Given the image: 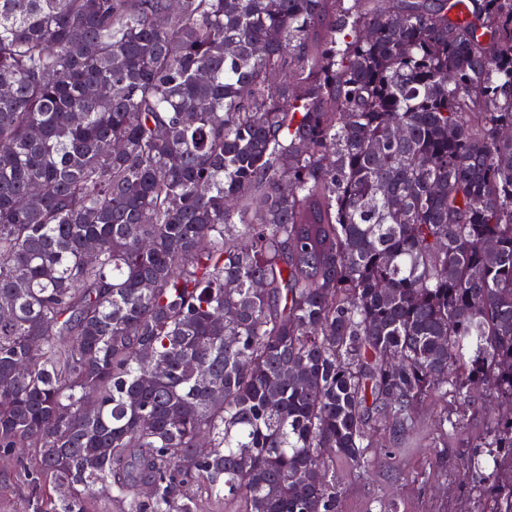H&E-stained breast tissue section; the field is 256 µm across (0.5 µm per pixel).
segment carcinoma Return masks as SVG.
<instances>
[{
  "label": "carcinoma",
  "mask_w": 512,
  "mask_h": 512,
  "mask_svg": "<svg viewBox=\"0 0 512 512\" xmlns=\"http://www.w3.org/2000/svg\"><path fill=\"white\" fill-rule=\"evenodd\" d=\"M508 130L512 0H0L36 512H339L336 463L483 386L467 474L512 512Z\"/></svg>",
  "instance_id": "obj_1"
}]
</instances>
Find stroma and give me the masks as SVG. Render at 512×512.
Returning a JSON list of instances; mask_svg holds the SVG:
<instances>
[{
    "label": "stroma",
    "mask_w": 512,
    "mask_h": 512,
    "mask_svg": "<svg viewBox=\"0 0 512 512\" xmlns=\"http://www.w3.org/2000/svg\"><path fill=\"white\" fill-rule=\"evenodd\" d=\"M458 407L454 400L427 399L419 408L415 429L402 444L392 446L386 435H379L366 472L337 467L340 512H471L465 467L488 413L467 411L457 429L442 432L444 409Z\"/></svg>",
    "instance_id": "stroma-1"
}]
</instances>
